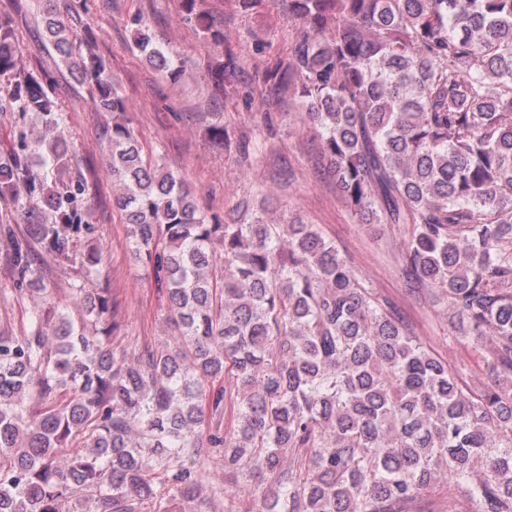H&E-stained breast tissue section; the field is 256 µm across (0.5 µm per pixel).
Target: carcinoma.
Returning <instances> with one entry per match:
<instances>
[{"mask_svg": "<svg viewBox=\"0 0 512 512\" xmlns=\"http://www.w3.org/2000/svg\"><path fill=\"white\" fill-rule=\"evenodd\" d=\"M181 0L182 18L224 47L216 90L236 73L224 32ZM49 39L112 116L102 176L136 259L166 298L172 340L129 364L110 346L112 298L71 290L23 333L0 331V512H405L446 471L470 512H512V0H288L303 34L263 82L294 89L326 171L362 224L404 233L402 270L448 301L452 334L488 343L490 381L462 383L364 288L336 246L299 218L257 210L234 224L142 152L99 58L45 0ZM161 74L174 55L138 28ZM0 16V112L59 126L46 87L21 73ZM52 181L0 161V197L21 204L11 240L16 291L43 283L38 255L67 263L95 225L63 138L17 137ZM67 391L58 398V390ZM226 483H213L216 471Z\"/></svg>", "mask_w": 512, "mask_h": 512, "instance_id": "obj_1", "label": "carcinoma"}]
</instances>
